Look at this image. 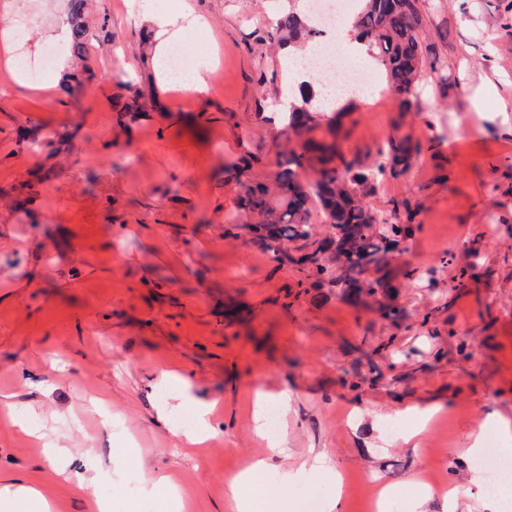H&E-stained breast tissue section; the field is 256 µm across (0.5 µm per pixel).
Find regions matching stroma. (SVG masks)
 Listing matches in <instances>:
<instances>
[{"label": "stroma", "instance_id": "obj_1", "mask_svg": "<svg viewBox=\"0 0 512 512\" xmlns=\"http://www.w3.org/2000/svg\"><path fill=\"white\" fill-rule=\"evenodd\" d=\"M289 0H92L94 79L79 103L56 88L60 52L38 89L0 78V485H30L51 512H97L83 478L112 489L109 512H155L145 484L174 476L186 512H230L228 477L268 459L266 492L301 512L333 483L282 468L330 457L343 512H367L380 490L399 507L458 486L457 512H484L453 456L479 422L512 436V111L471 95L494 82L512 99V0H423L429 62L408 111L389 92L345 104L346 154L390 139L418 143L406 172L368 196L409 227L391 265L398 321L372 297L314 288L306 271L252 241L236 207L235 165L255 155L269 182L283 141L270 108L291 75L268 33ZM67 0H0V29L26 20L28 54L61 41ZM205 22L216 59L207 97L162 83L147 16ZM111 43H103L104 31ZM143 114L116 120V102ZM133 160H120L126 149ZM369 355L383 374L358 383ZM211 403L210 438L188 445L161 419L166 375ZM291 392L273 457L254 433L256 394ZM439 405L416 444L380 425L407 405ZM69 453L47 457L44 439ZM325 466V457L316 456L308 461L300 463L296 468L283 469L280 473V479L282 484L288 485L300 480L309 471L323 469Z\"/></svg>", "mask_w": 512, "mask_h": 512}]
</instances>
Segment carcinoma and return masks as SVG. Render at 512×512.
<instances>
[{
  "label": "carcinoma",
  "instance_id": "carcinoma-1",
  "mask_svg": "<svg viewBox=\"0 0 512 512\" xmlns=\"http://www.w3.org/2000/svg\"><path fill=\"white\" fill-rule=\"evenodd\" d=\"M88 0H68L66 43L69 53L87 60L88 32L85 12ZM421 0H366L355 16L356 38L365 42L369 54L384 67L390 87L402 111L410 107L415 83L420 79L428 54L422 33ZM323 29L314 21L305 24L290 9L280 12L273 23L271 43L305 49L319 40ZM93 79L85 67L69 74L61 91L78 97ZM304 105L284 117L285 144L276 154L273 186L254 182L249 160L238 167V206L252 215L248 226L253 239L273 252L280 264L303 267L314 278L313 287L328 284L343 293L361 290L368 296L386 297L394 288L389 277L392 253L409 228L385 226L366 198L379 177L405 171L417 147L404 138L390 144L389 151L347 157L336 138L333 119H328L330 140L317 141L312 133L320 121ZM308 175L301 181L299 175ZM317 203L329 235L319 238L310 224V207ZM298 246L290 249L288 243Z\"/></svg>",
  "mask_w": 512,
  "mask_h": 512
}]
</instances>
